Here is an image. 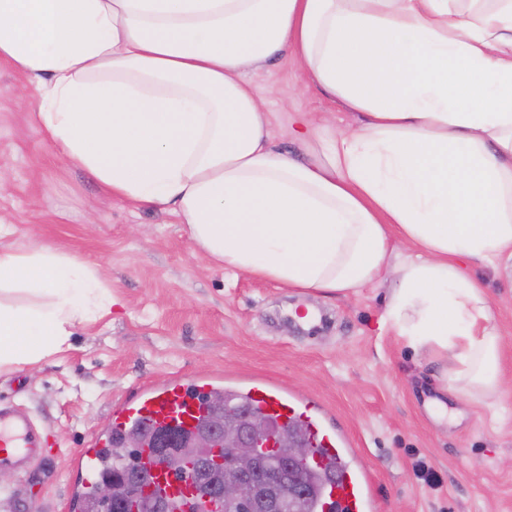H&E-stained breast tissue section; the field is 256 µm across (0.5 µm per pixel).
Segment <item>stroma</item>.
I'll return each mask as SVG.
<instances>
[{
	"label": "stroma",
	"mask_w": 512,
	"mask_h": 512,
	"mask_svg": "<svg viewBox=\"0 0 512 512\" xmlns=\"http://www.w3.org/2000/svg\"><path fill=\"white\" fill-rule=\"evenodd\" d=\"M246 79L261 93L304 89L266 100L277 150L298 149L289 135L295 113L332 115L340 129L352 120L305 89L289 59ZM23 83L0 67V174L9 182L0 224L17 244H49L98 267L114 304L76 326L69 348L0 371V403L26 410L46 436L43 459L0 485V512H69L83 481L69 458L106 429L115 402L176 374L213 373L233 388L267 377L319 407L351 441L379 512H512L511 267L477 272L505 342L496 417L443 392L437 365L380 330L387 282L320 297L224 270L171 214L110 200L64 166L12 101Z\"/></svg>",
	"instance_id": "1"
}]
</instances>
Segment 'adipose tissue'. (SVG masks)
Masks as SVG:
<instances>
[{
  "instance_id": "adipose-tissue-1",
  "label": "adipose tissue",
  "mask_w": 512,
  "mask_h": 512,
  "mask_svg": "<svg viewBox=\"0 0 512 512\" xmlns=\"http://www.w3.org/2000/svg\"><path fill=\"white\" fill-rule=\"evenodd\" d=\"M281 57L355 116L299 117L298 157L244 79ZM1 64L66 165L224 269L325 296L386 274L383 326L489 404L503 337L472 268L512 264V0H0ZM112 304L77 256L0 246V369Z\"/></svg>"
}]
</instances>
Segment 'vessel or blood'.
Wrapping results in <instances>:
<instances>
[{
  "label": "vessel or blood",
  "mask_w": 512,
  "mask_h": 512,
  "mask_svg": "<svg viewBox=\"0 0 512 512\" xmlns=\"http://www.w3.org/2000/svg\"><path fill=\"white\" fill-rule=\"evenodd\" d=\"M212 390L211 383L173 377L163 384H147L137 394L113 405L107 433L92 440L77 462L94 468L102 448L124 432L160 428L193 430ZM245 402L275 419L279 426H302L317 450L319 463H332L335 479L322 488L318 512H376L378 505L368 475L352 464L353 451L339 434L324 428L310 406L265 381L253 382L242 392ZM45 437L22 412L0 406V470H18L43 456Z\"/></svg>",
  "instance_id": "1"
}]
</instances>
